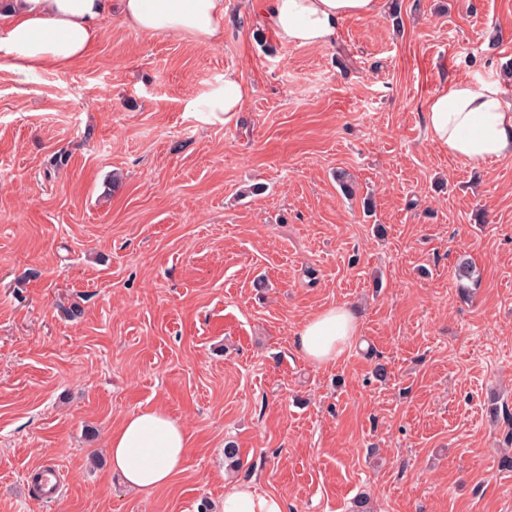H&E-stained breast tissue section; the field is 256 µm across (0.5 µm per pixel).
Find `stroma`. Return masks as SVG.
Masks as SVG:
<instances>
[{
  "mask_svg": "<svg viewBox=\"0 0 512 512\" xmlns=\"http://www.w3.org/2000/svg\"><path fill=\"white\" fill-rule=\"evenodd\" d=\"M259 2L224 0L213 46L112 12L68 66L0 68V512H221L228 481L286 512H512V157L452 159L424 120L456 79L512 100V0H382L316 46ZM228 70L242 111L188 112ZM338 305L357 341L313 364L296 332ZM147 408L189 441L149 497L107 454Z\"/></svg>",
  "mask_w": 512,
  "mask_h": 512,
  "instance_id": "35a3bbf8",
  "label": "stroma"
}]
</instances>
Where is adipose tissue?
<instances>
[{
	"label": "adipose tissue",
	"instance_id": "ef3b65f1",
	"mask_svg": "<svg viewBox=\"0 0 512 512\" xmlns=\"http://www.w3.org/2000/svg\"><path fill=\"white\" fill-rule=\"evenodd\" d=\"M265 28L281 42L312 46L329 42L346 17L378 14L380 0H262ZM124 23L147 34H182L203 45L224 38V0H120ZM107 0H11L0 12V63L33 74L45 66H65L84 56L98 39ZM246 98L237 72L222 85L189 102L191 112L229 122ZM432 144L441 153L478 166L512 156V101L499 82L474 85L459 79L442 84L426 101ZM358 324L343 305L309 317L295 345L317 365L336 362L355 340ZM188 436L159 408L130 414L113 429L109 463L129 489L151 496L170 483L183 465ZM222 512H286L281 496L233 482L224 487Z\"/></svg>",
	"mask_w": 512,
	"mask_h": 512
}]
</instances>
